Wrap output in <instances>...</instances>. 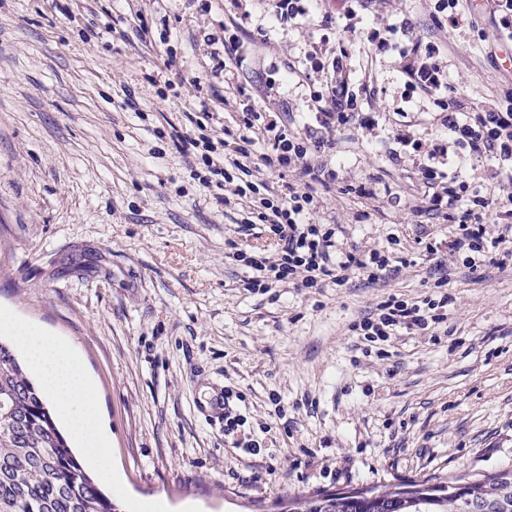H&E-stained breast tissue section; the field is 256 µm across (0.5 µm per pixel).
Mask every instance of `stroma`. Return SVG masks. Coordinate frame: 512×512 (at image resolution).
I'll list each match as a JSON object with an SVG mask.
<instances>
[{"label":"stroma","mask_w":512,"mask_h":512,"mask_svg":"<svg viewBox=\"0 0 512 512\" xmlns=\"http://www.w3.org/2000/svg\"><path fill=\"white\" fill-rule=\"evenodd\" d=\"M477 29L441 30L426 0H374L448 45V82L469 111L497 102L512 76L485 48L497 24L470 0ZM147 21L160 41L141 43ZM189 0H0V320L45 329L82 358L123 490L121 512H266L288 495L396 478L512 467V264L453 270L446 328L366 340L352 324L388 296L436 295L416 249L426 187L400 126L435 137L433 97H404L400 58L361 64L373 130L337 148L346 181L375 198L328 197L323 218L344 244L393 247L409 266L371 283L252 293L250 268L225 257L275 247L248 213L217 203L172 127L214 111L226 84L274 83L296 125L314 111L297 75L321 32L312 21L245 39L244 62L213 77L200 31L219 33ZM232 389L243 426L224 433L199 410ZM251 436L257 450L236 447Z\"/></svg>","instance_id":"stroma-1"}]
</instances>
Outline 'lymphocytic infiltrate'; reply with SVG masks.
I'll use <instances>...</instances> for the list:
<instances>
[{"instance_id":"f902f5d3","label":"lymphocytic infiltrate","mask_w":512,"mask_h":512,"mask_svg":"<svg viewBox=\"0 0 512 512\" xmlns=\"http://www.w3.org/2000/svg\"><path fill=\"white\" fill-rule=\"evenodd\" d=\"M251 2L229 0L231 8L224 13L223 35L204 34V42L223 47L224 57L213 66V74H222L228 63L239 61L240 32L251 15ZM268 2V26L310 17L318 20L322 35L310 44L301 72L315 89L316 111L302 128L292 129L281 113H262L250 98L238 109L235 128L206 133L204 123L211 118L206 112L192 129L172 134L175 145L203 165L205 184L214 190L218 202H226L223 189L233 182L235 172L246 174L255 168L283 178L261 198L256 197L254 184L237 189L238 205L263 224L276 251L272 260L248 256L236 242H228L226 258L246 262L255 272L247 282L249 290L257 293L275 284L342 286L354 275L373 283L399 269L401 258L394 251L344 248L339 239L341 225L319 218L326 194L335 188L361 197L373 194L366 182L338 185L336 168L322 161L324 154L334 151L336 134L354 125L368 131L376 125L374 113L365 110L362 103L368 85L352 63L359 52L375 57L398 53L409 92L436 96L444 113V131L431 141H422L408 131L400 130L395 135L398 144L412 149L417 175L429 188L418 215L440 218L452 226L447 245L420 239L422 255L445 276L450 273V262L456 260L469 269L480 262H496L501 244L512 234V225L491 234L483 213L496 209L511 215L512 194L503 198L474 196L463 173V161L468 156L480 159L490 186L512 181V102L504 107L493 104L478 112L464 111L461 100L449 94L446 44L421 37L411 18L385 22L383 16L369 12V0H345L346 23L342 26L337 25L331 12L321 9L320 0ZM268 26L258 27V37L266 36ZM262 141L268 144V152L253 154V145ZM289 172L299 175L303 187L286 181ZM451 301V295L445 292L419 304L391 296L378 304L375 314L354 323L353 329L372 342L389 341L403 329L427 333L447 322Z\"/></svg>"}]
</instances>
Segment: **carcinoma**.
<instances>
[{
	"label": "carcinoma",
	"mask_w": 512,
	"mask_h": 512,
	"mask_svg": "<svg viewBox=\"0 0 512 512\" xmlns=\"http://www.w3.org/2000/svg\"><path fill=\"white\" fill-rule=\"evenodd\" d=\"M369 495L341 489L290 497L278 512H470L481 499L488 512H512V470L464 474L445 482L405 479ZM0 512H116L69 446L48 403L0 342Z\"/></svg>",
	"instance_id": "carcinoma-1"
}]
</instances>
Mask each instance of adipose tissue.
I'll list each match as a JSON object with an SVG mask.
<instances>
[{
  "label": "adipose tissue",
  "mask_w": 512,
  "mask_h": 512,
  "mask_svg": "<svg viewBox=\"0 0 512 512\" xmlns=\"http://www.w3.org/2000/svg\"><path fill=\"white\" fill-rule=\"evenodd\" d=\"M16 340L38 374L43 391L74 436L87 463L107 482H115L112 453L98 418L92 384L79 360L55 338L13 324Z\"/></svg>",
  "instance_id": "1"
}]
</instances>
